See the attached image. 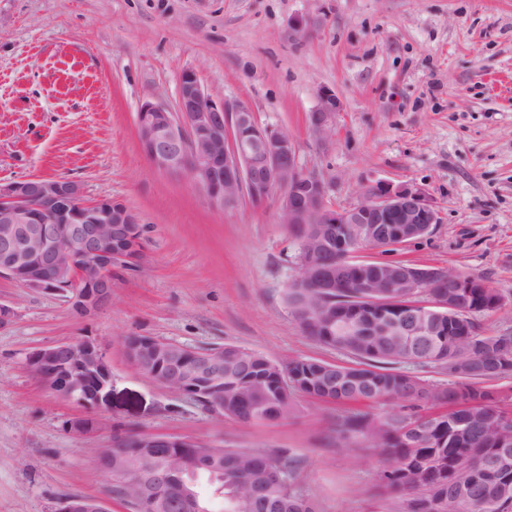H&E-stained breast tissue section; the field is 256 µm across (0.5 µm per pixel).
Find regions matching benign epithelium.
Masks as SVG:
<instances>
[{
  "label": "benign epithelium",
  "mask_w": 512,
  "mask_h": 512,
  "mask_svg": "<svg viewBox=\"0 0 512 512\" xmlns=\"http://www.w3.org/2000/svg\"><path fill=\"white\" fill-rule=\"evenodd\" d=\"M338 109L336 97L325 94L309 115L313 133H325ZM136 135L155 169L187 174L212 206L233 205L242 195L256 207L278 193L281 224H316L327 239L333 225L351 224L352 234L372 246L392 239L406 245L439 222V214L422 189L410 184L377 181L361 200L348 207L328 203L327 175L305 168L294 140L282 130L260 125L242 104L214 100L192 70L181 73L174 106L147 99L136 115ZM146 228L143 217L112 198L92 199L81 183L64 177H20L0 182V277L27 288L60 292L74 310L90 314L112 301V267L143 269ZM357 288H375L390 281L395 288H444L441 269L419 265L401 268L386 260L381 268L357 273ZM347 275L322 274L320 261L310 253L300 259L292 288H342ZM372 328L382 336L432 335L431 327L414 310L394 319L379 315ZM129 362L138 370L153 368L157 384L166 387L160 369L179 346L146 337L134 347L122 343ZM27 370L59 397L90 412L103 407L112 395V371L105 353L94 342L77 339L34 350ZM175 391L197 398L200 381L224 382V354L205 356L177 375ZM141 448H200L202 441L143 433ZM128 490H137L142 471L122 473ZM60 512H106L98 499H67Z\"/></svg>",
  "instance_id": "obj_1"
}]
</instances>
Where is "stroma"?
<instances>
[{"label":"stroma","instance_id":"35a3bbf8","mask_svg":"<svg viewBox=\"0 0 512 512\" xmlns=\"http://www.w3.org/2000/svg\"><path fill=\"white\" fill-rule=\"evenodd\" d=\"M185 69L287 132L301 162L330 178L331 204H355L379 180L423 189L441 220L400 259L482 276L504 300L483 330L512 333V0H0V180L77 179L88 197L137 210L148 237L142 272L114 267L111 303L88 316L63 294L0 278V303L15 312L0 329V512H58L71 495L127 512L98 464L127 428L284 450L301 459L317 512H397L371 492L377 451L337 440L336 405L300 396L287 419L243 424L125 356V337L150 336L353 362L288 311L298 247L276 201L215 208L188 175L145 156L137 109L173 104ZM326 93L339 108L318 137L308 115ZM82 338L112 369V399L87 434L67 428L85 409L25 368L33 349Z\"/></svg>","mask_w":512,"mask_h":512}]
</instances>
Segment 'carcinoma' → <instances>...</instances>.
Wrapping results in <instances>:
<instances>
[{
    "label": "carcinoma",
    "mask_w": 512,
    "mask_h": 512,
    "mask_svg": "<svg viewBox=\"0 0 512 512\" xmlns=\"http://www.w3.org/2000/svg\"><path fill=\"white\" fill-rule=\"evenodd\" d=\"M294 241L319 249L313 224H290ZM450 308L440 313L426 311V319L438 335L418 342L392 336L352 333L344 327L350 318L374 305L393 313L410 304L431 300L417 297L405 288H341L304 292L288 288L285 301L292 316L300 321L303 334L317 343L357 359L342 366L316 359H290L288 371L295 384L283 388L267 357L234 345L224 346L223 416L244 422L286 418L295 410L299 393L322 402L354 405L336 422L337 438L347 447L374 448L381 457L377 490L380 496L400 501V512H418L416 503L432 499L437 512H512V465L505 471L489 470L485 458L496 448L486 422L505 414L501 403L509 395L487 383L512 375V334L488 335L478 318L497 312L503 297L495 289L460 288L448 281ZM415 363L448 371L452 380L434 386L400 366ZM399 403L397 409L377 416L367 407L380 402ZM438 408L451 410L444 428L408 429ZM186 468L196 476L189 490L196 507L190 512H315L310 498L302 499L297 480L300 463L286 452L261 454L220 448L213 454L196 456L195 449L173 448ZM467 455L473 464L475 489L481 508L469 506L471 498L460 494L455 482V458ZM112 465V494L124 495L116 471L136 463L148 469L150 479L168 468V456L137 445L136 435H118L107 449ZM279 466L288 486L263 483V471ZM184 496L183 478L166 482L163 502L140 498L132 512H171L167 504Z\"/></svg>",
    "instance_id": "1"
}]
</instances>
